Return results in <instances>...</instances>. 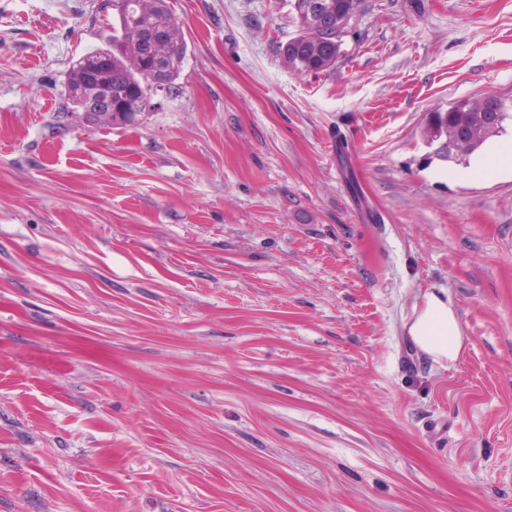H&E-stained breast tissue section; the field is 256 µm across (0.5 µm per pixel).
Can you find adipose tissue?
<instances>
[{"instance_id": "1", "label": "adipose tissue", "mask_w": 512, "mask_h": 512, "mask_svg": "<svg viewBox=\"0 0 512 512\" xmlns=\"http://www.w3.org/2000/svg\"><path fill=\"white\" fill-rule=\"evenodd\" d=\"M406 332L415 346L441 365L456 362L464 338L451 297L446 292H426L413 309Z\"/></svg>"}]
</instances>
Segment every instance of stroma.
Listing matches in <instances>:
<instances>
[{
  "label": "stroma",
  "instance_id": "stroma-1",
  "mask_svg": "<svg viewBox=\"0 0 512 512\" xmlns=\"http://www.w3.org/2000/svg\"><path fill=\"white\" fill-rule=\"evenodd\" d=\"M103 3L0 0V512H512V177L424 136L512 95V0H361L318 75L288 0H168L119 128L66 112ZM405 328L415 346L442 366L455 363L464 349L454 303L443 290L426 292Z\"/></svg>",
  "mask_w": 512,
  "mask_h": 512
}]
</instances>
